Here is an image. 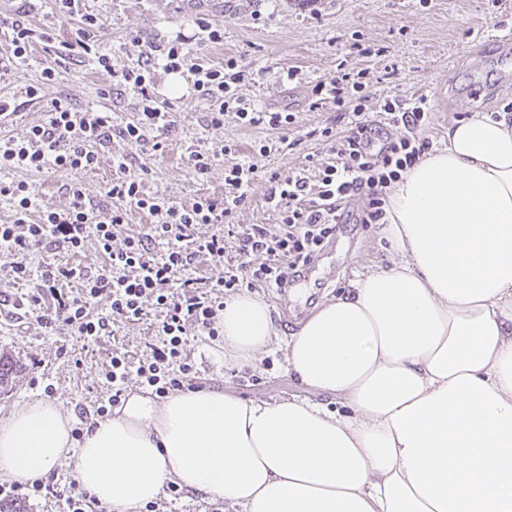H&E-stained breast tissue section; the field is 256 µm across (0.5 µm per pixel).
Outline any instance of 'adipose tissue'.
Listing matches in <instances>:
<instances>
[{
	"instance_id": "ef3b65f1",
	"label": "adipose tissue",
	"mask_w": 512,
	"mask_h": 512,
	"mask_svg": "<svg viewBox=\"0 0 512 512\" xmlns=\"http://www.w3.org/2000/svg\"><path fill=\"white\" fill-rule=\"evenodd\" d=\"M386 212L392 266L286 344L312 398L134 393L78 442L58 404L24 402L0 418V477L68 465L108 512H134L173 478L242 512H512V114L451 121ZM222 326L234 363L277 338L247 294L225 301Z\"/></svg>"
}]
</instances>
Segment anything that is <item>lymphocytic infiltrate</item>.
Here are the masks:
<instances>
[{
	"label": "lymphocytic infiltrate",
	"instance_id": "lymphocytic-infiltrate-1",
	"mask_svg": "<svg viewBox=\"0 0 512 512\" xmlns=\"http://www.w3.org/2000/svg\"><path fill=\"white\" fill-rule=\"evenodd\" d=\"M55 5L60 16L74 21L60 40L31 20L32 0H20L13 16L0 19V35L5 38L0 44V67H20L36 44L49 43L57 57L92 61L117 85L131 87L141 108L136 121L123 126L113 125L111 113L75 109L61 97H49L57 76L53 67H45L40 82L28 86L25 95L28 101L46 103L48 119L0 147L1 172L92 171L113 139L138 144L150 134H165L175 124L172 102L149 91L153 82L149 68L113 70L112 59L97 38L104 26L100 17L81 12L79 0H55ZM190 42V37L179 35L158 43L136 38L132 46L139 57H161L167 73L190 72L193 90L207 104L213 125H222L228 112L247 127L284 130L292 124L293 113L256 107L240 95L245 77L237 57H225L220 64H194ZM367 88L365 72L354 73L342 65L333 79L312 87L310 110L330 103L340 117L316 131L331 158L312 161L285 176L269 172L266 202L279 217L275 224L243 226L233 221L261 171L259 158L271 151L267 145L259 147L255 158L225 167L223 196H202L189 206L150 191L145 178L131 176V159L124 152L112 155L113 174L105 195L113 206L104 212L87 205L78 183L66 185L70 202L62 208L41 206L33 184L26 181L0 184V196L12 208L10 222L0 224V253L10 258L0 274L10 283L30 284L31 291L19 307L45 334L62 338L59 356L67 354L66 338L96 343L115 335L119 325L140 321L148 307L162 314L155 326L158 342L138 363L113 351L103 372L110 394L98 403L96 417L111 414L133 376L161 399L197 387L199 373L187 352V331L194 328L210 340L222 339L226 294L257 288L285 290L290 276L306 270L344 224L385 223L388 190L432 147L415 135L429 117L430 102L424 96L375 102ZM370 107L376 119H369ZM358 199L365 206L358 216H350L345 206ZM132 210L150 216L143 231H128ZM90 238L96 240L101 255L98 268L32 263L35 253L52 247L78 255ZM204 260L223 265V272L215 277L200 275L198 267ZM66 282L77 283V290L63 291ZM101 297L108 300V310L93 312L92 302ZM26 488L37 495H55L63 512L99 508L86 491H60L53 482L40 480L27 487L1 485L0 499L21 496Z\"/></svg>",
	"mask_w": 512,
	"mask_h": 512
}]
</instances>
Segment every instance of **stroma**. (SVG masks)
Instances as JSON below:
<instances>
[{
	"instance_id": "stroma-1",
	"label": "stroma",
	"mask_w": 512,
	"mask_h": 512,
	"mask_svg": "<svg viewBox=\"0 0 512 512\" xmlns=\"http://www.w3.org/2000/svg\"><path fill=\"white\" fill-rule=\"evenodd\" d=\"M81 7L104 21L100 45L118 70L138 64L127 48L131 39L162 40L179 33L193 38L194 18L223 22V42L193 38L192 57L214 64L228 54L240 57L246 71L241 94L256 106L294 113L295 123L284 135L243 126L231 112L225 114L223 125L215 126L207 104L192 93L190 73H158L159 95L175 103V127L164 135L163 150H154L148 141L128 147L117 140L112 148L131 155L132 175L144 176L152 190L185 204L202 195L223 194L228 158L221 155L222 146H237L243 160L252 146L287 137V147L262 160L265 167L283 174L304 166L308 155L325 157V143L309 133L324 126L335 112L330 108L309 111L307 99L317 81L335 77L341 58L347 59L350 69L368 71L369 91L376 98H433L438 85H447V111L432 110L416 130L418 137L429 139L437 148L446 145L451 120L476 112H500L512 102V56L498 46L484 50L477 38L482 31L498 35L512 30V0H430L424 7L419 0H262L256 16L229 14L224 0H82ZM357 37L385 47V55L359 56L352 48ZM49 65L57 71L54 94L72 107L111 113L119 126L136 120V92L113 89L110 77L91 62L61 59L41 46L26 65L0 71V93L22 99L26 87L36 83ZM291 66L299 68V80L279 81V72ZM194 150L214 154L207 174H198L191 165L189 155ZM111 177L112 163L107 158L91 172L0 174L5 182L35 184L43 204L53 207L68 204L64 186L71 182L81 183L94 205H105L104 186ZM390 259L380 225H346L305 277L294 282L292 292L255 289V296L268 304L281 340L258 355L255 364L224 362L208 337L191 336L190 356L202 384L224 386L246 399L306 398L307 390L285 369L284 342L316 305L344 293L357 273L372 265H389ZM156 319V312H149L97 344L71 340L70 356L64 359L57 354L55 337L43 335L34 324L17 322L11 314L0 315V354L9 355L19 366L12 388L0 391V417L17 403L47 397L60 406L72 426H79L81 415L93 410L106 393L102 371L113 350L138 361L152 340ZM48 384L53 387L49 395L44 392Z\"/></svg>"
}]
</instances>
